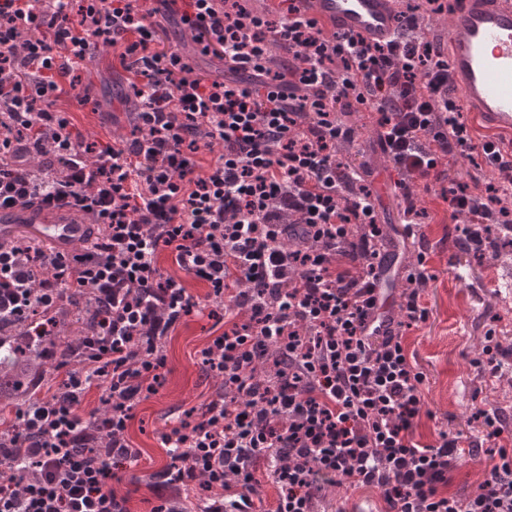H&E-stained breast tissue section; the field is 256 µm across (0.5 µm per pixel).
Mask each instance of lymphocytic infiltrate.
Wrapping results in <instances>:
<instances>
[{"label":"lymphocytic infiltrate","instance_id":"lymphocytic-infiltrate-1","mask_svg":"<svg viewBox=\"0 0 512 512\" xmlns=\"http://www.w3.org/2000/svg\"><path fill=\"white\" fill-rule=\"evenodd\" d=\"M305 0L248 9L245 0H0V209L65 210L103 226L82 253L0 244V330L42 317L49 335L70 292L101 311L65 375L66 395L17 410L28 457L0 446V512H127L115 486L137 461L134 408L157 393L164 344L186 317L206 315L201 363L220 388L161 435L152 512H254L258 470L278 490L273 512H316L324 486L376 489L385 512H512V450L470 496L447 492L462 433L421 443L415 424L425 376L404 336L426 321L425 253L389 303L386 236L365 170L341 162L367 110L400 178L406 236L421 216L417 188L439 186L460 244L482 253L479 224L512 235V162L476 144L450 99L446 54L424 21L447 0H395L394 39L325 33ZM224 64L202 75L180 50L159 48L167 26ZM111 50L137 102L120 143L89 140L61 107L94 50ZM221 145L209 165L200 149ZM483 152L469 182L448 157ZM169 252L178 274L163 273ZM208 288L194 300L185 280ZM105 414L85 418L92 390ZM39 476L13 488L16 472Z\"/></svg>","mask_w":512,"mask_h":512}]
</instances>
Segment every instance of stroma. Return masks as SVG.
Masks as SVG:
<instances>
[{
    "label": "stroma",
    "instance_id": "1",
    "mask_svg": "<svg viewBox=\"0 0 512 512\" xmlns=\"http://www.w3.org/2000/svg\"><path fill=\"white\" fill-rule=\"evenodd\" d=\"M82 79L91 86L100 107L94 112L69 99L76 128L106 141L128 134L129 109L120 103L129 93L128 83L122 70L113 69L111 51H97ZM350 123L360 140L356 146H342L341 151L369 168L367 183L380 198L378 220L392 252L412 263L419 248H426L433 275L423 298L428 317L405 336L411 362L426 376L418 439L432 442L442 429L477 436V429L469 426L468 419L474 409L484 408L499 411L502 437L512 442V254L494 257L487 251L477 255L461 248L459 222L450 217L447 203L434 191L419 192L416 199L417 208L423 212L418 228L422 244L403 243L404 215L393 193L396 174L377 144L370 127L371 116L361 112L352 116ZM211 325L207 317L192 316L168 339L163 385L135 411L130 436L140 457L136 464L122 470L119 485L127 498L128 512H151L156 503L152 476L169 462L160 434L218 387L199 358ZM490 330L500 344L494 362H499L502 369L496 373L482 352ZM493 454V449L485 445L477 455L456 458L449 493L468 495L477 491L489 473ZM367 506L383 512L385 505L377 490L344 486L327 487L317 504L319 512H362Z\"/></svg>",
    "mask_w": 512,
    "mask_h": 512
}]
</instances>
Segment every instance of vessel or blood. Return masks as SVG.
<instances>
[{
	"label": "vessel or blood",
	"mask_w": 512,
	"mask_h": 512,
	"mask_svg": "<svg viewBox=\"0 0 512 512\" xmlns=\"http://www.w3.org/2000/svg\"><path fill=\"white\" fill-rule=\"evenodd\" d=\"M307 12L325 26L389 41L397 27L392 0H308ZM448 42V74L463 115L484 128L512 136V0H454L443 31ZM40 224L60 250L87 238L86 227L67 214L0 210V229Z\"/></svg>",
	"instance_id": "1"
}]
</instances>
